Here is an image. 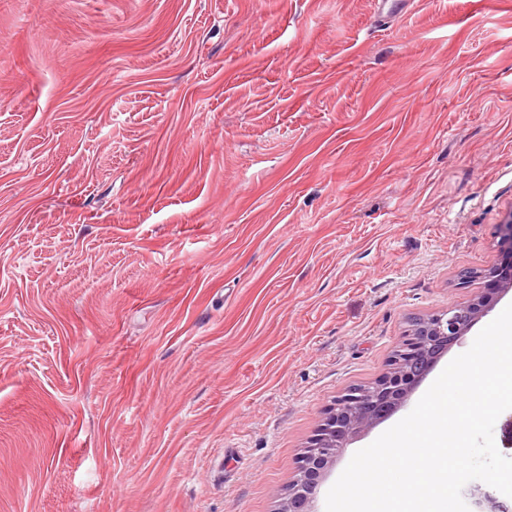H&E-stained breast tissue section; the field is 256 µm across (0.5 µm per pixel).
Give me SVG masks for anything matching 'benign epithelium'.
I'll use <instances>...</instances> for the list:
<instances>
[{
  "label": "benign epithelium",
  "instance_id": "1",
  "mask_svg": "<svg viewBox=\"0 0 512 512\" xmlns=\"http://www.w3.org/2000/svg\"><path fill=\"white\" fill-rule=\"evenodd\" d=\"M501 260L491 268L466 273L458 286L478 278L483 287L462 302L418 318L404 331L386 372L365 386L347 389L325 413L300 457L294 488L282 512H312L325 471L358 436L405 407L438 360L494 308L500 293L512 289V212L498 225Z\"/></svg>",
  "mask_w": 512,
  "mask_h": 512
}]
</instances>
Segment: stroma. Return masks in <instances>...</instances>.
Returning a JSON list of instances; mask_svg holds the SVG:
<instances>
[{"label": "stroma", "instance_id": "obj_1", "mask_svg": "<svg viewBox=\"0 0 512 512\" xmlns=\"http://www.w3.org/2000/svg\"><path fill=\"white\" fill-rule=\"evenodd\" d=\"M512 211V0H0V512H276ZM375 18L382 22L385 19L407 14L415 5L414 0H375Z\"/></svg>", "mask_w": 512, "mask_h": 512}]
</instances>
